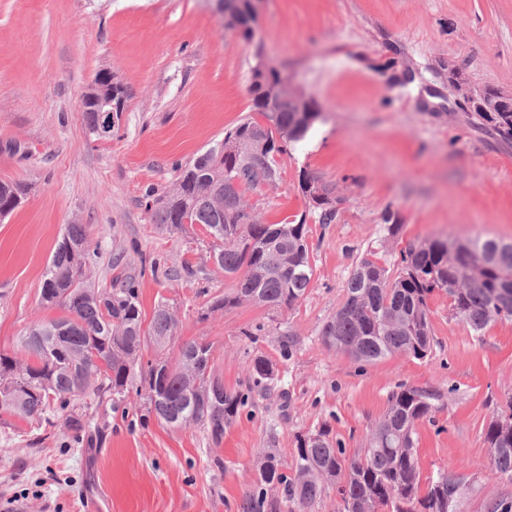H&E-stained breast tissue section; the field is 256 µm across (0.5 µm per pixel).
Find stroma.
<instances>
[{"label": "stroma", "instance_id": "stroma-1", "mask_svg": "<svg viewBox=\"0 0 512 512\" xmlns=\"http://www.w3.org/2000/svg\"><path fill=\"white\" fill-rule=\"evenodd\" d=\"M214 0H0V181L28 184L0 222V353L20 356L22 334L45 312L40 286L66 224L86 225L98 256L90 282L136 276L144 319L167 301L179 340L212 346L226 387L247 384L257 355L276 369V395L244 406L213 443L196 427L139 422V400L90 406L104 425L92 445L63 440L62 422H0V506L24 512H239L261 449L292 462L295 436L329 426L348 453L362 448L398 385L439 393L414 435L422 477L477 476L465 512H486L512 484L490 467L483 430L512 400V319L474 332L446 295L429 300L425 359L369 365L328 351L320 329L342 301L357 258L375 251L391 271L410 244L495 237L512 242V139L466 108L468 90L512 94V0H262L256 35L226 31ZM266 58L322 109L306 139L279 159L257 200L265 223L306 216L300 173L334 184L338 217L307 218L314 276L290 309L243 303L204 314L232 282L210 259L200 226L154 223L149 193L250 112L251 71ZM127 90L110 142L97 143L80 100L100 72ZM400 220L389 233L382 216ZM127 257L114 266L117 254ZM160 260V273L141 260ZM190 265L194 277L166 269ZM264 325L261 336L247 330ZM299 345L280 353L281 332Z\"/></svg>", "mask_w": 512, "mask_h": 512}]
</instances>
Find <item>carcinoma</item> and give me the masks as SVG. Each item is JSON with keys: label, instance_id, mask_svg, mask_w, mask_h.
I'll return each mask as SVG.
<instances>
[{"label": "carcinoma", "instance_id": "cac0c4a2", "mask_svg": "<svg viewBox=\"0 0 512 512\" xmlns=\"http://www.w3.org/2000/svg\"><path fill=\"white\" fill-rule=\"evenodd\" d=\"M249 93L257 115L227 130L182 169L171 189L146 202L155 223L175 229L198 224L212 238L215 265L235 284L208 302L209 313L243 302L289 309L307 296L314 274L306 215L264 224L254 216L251 194L279 174L277 157L302 141L321 113L306 111L294 98L270 102L260 84ZM483 119L512 138V112ZM299 188L318 223L336 221L334 185L304 172ZM26 194L21 183L1 182L0 215L12 213ZM92 256L86 225H65L40 290L41 307L55 315L25 331L24 358L0 354L1 412L30 424L61 413L62 434L77 441L91 437L88 402L114 408L133 391L143 400V419L199 426L218 444L244 405L275 390V368L263 356L248 363V385L241 391L212 376V346L205 341L186 340L170 353L178 328L170 306L159 303L144 325L136 279L89 287ZM436 292L448 295L454 314L476 333L512 319V243L425 240L406 248L395 275L377 253H364L345 282L342 303L321 328L322 342L361 363L395 355L424 359L432 349L428 300ZM150 345L155 355L146 361ZM438 398L398 386L367 433L365 448L351 457L327 428L297 435L290 465L277 449H263L240 512H302L332 491L339 496L338 512H464V476L440 471L423 483L418 470L415 428L432 418ZM507 417L512 419V400L484 435L493 449L492 470L512 482V427L500 426Z\"/></svg>", "mask_w": 512, "mask_h": 512}]
</instances>
